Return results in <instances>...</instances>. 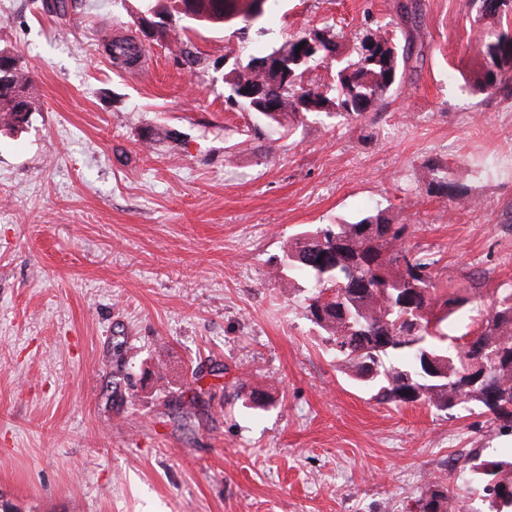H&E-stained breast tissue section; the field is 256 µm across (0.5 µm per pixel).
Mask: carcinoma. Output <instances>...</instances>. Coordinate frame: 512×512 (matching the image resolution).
Instances as JSON below:
<instances>
[{"label":"carcinoma","mask_w":512,"mask_h":512,"mask_svg":"<svg viewBox=\"0 0 512 512\" xmlns=\"http://www.w3.org/2000/svg\"><path fill=\"white\" fill-rule=\"evenodd\" d=\"M206 25L234 20L236 30L267 34L264 20L247 24L257 0H188ZM486 17L512 13V0H479ZM317 37L321 48L308 52L301 43ZM413 38L379 25L358 40L354 60L338 55L330 30L298 34L261 56L235 59L224 72L227 101L254 112L273 126L288 119L314 115L326 120H356L400 84V62L408 61ZM114 63L133 65L142 47L131 39L106 46ZM483 60L512 66V31L493 30L475 47ZM272 58L276 70L260 64ZM326 74H320L321 70ZM274 86L272 106L239 97L243 86ZM26 69L13 67L8 84L0 86V124L16 129L28 122L32 103L27 95ZM476 93L512 96V78L482 67L473 84ZM426 191L461 204L466 188L448 165H426ZM404 223H393L378 210L355 222L324 224L295 234L285 254L287 270L305 279L311 290V321L336 345V356L362 387L383 401L424 402L439 410L474 403L491 413L499 430L512 431V291L488 309L471 305L461 290H439L429 275L432 262L403 244ZM473 312L475 336L461 349L442 323L464 307ZM415 397L408 398L405 390ZM463 468L478 486L483 512H512V455L475 453ZM415 512H473L455 507L448 489L433 484L414 502Z\"/></svg>","instance_id":"carcinoma-1"}]
</instances>
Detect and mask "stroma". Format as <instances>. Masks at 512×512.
<instances>
[{
    "instance_id": "stroma-1",
    "label": "stroma",
    "mask_w": 512,
    "mask_h": 512,
    "mask_svg": "<svg viewBox=\"0 0 512 512\" xmlns=\"http://www.w3.org/2000/svg\"><path fill=\"white\" fill-rule=\"evenodd\" d=\"M416 2L408 22L399 0H271L259 40L147 36L141 0L63 18L0 0L34 106L0 126V512H410L434 481L478 506L454 459L512 451V434L474 406L374 399L280 271L300 229L382 209L436 286L478 305L512 289V97L471 88L495 21ZM385 23L422 57L360 119L285 132L226 101L235 58L324 27L351 58ZM122 37L145 62L113 64ZM430 159L475 209L427 195Z\"/></svg>"
}]
</instances>
